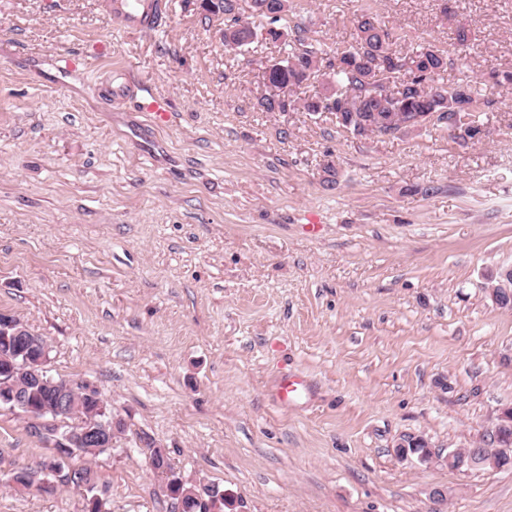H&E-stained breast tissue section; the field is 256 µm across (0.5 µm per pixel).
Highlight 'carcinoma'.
<instances>
[{
    "mask_svg": "<svg viewBox=\"0 0 512 512\" xmlns=\"http://www.w3.org/2000/svg\"><path fill=\"white\" fill-rule=\"evenodd\" d=\"M224 28L233 30V36L238 40L253 32L250 23L236 15V0H224ZM357 28V47L328 51L305 42L300 37L302 28L295 25L299 37L291 46L288 58L282 60V67L263 80L291 90L318 73L326 76V94L304 101L300 108L313 112L321 101L323 111L342 114V118L336 119V125L357 136L375 132L390 134L400 122L415 125L424 112H442L444 116L438 122L448 124L451 129L464 121L470 127L466 135L474 138L479 126L476 125V108L468 85L458 83L448 88L434 84L436 77L466 58L469 31L465 25L456 26L453 57L431 45L408 56L401 55L392 48L390 34L370 13L360 15ZM372 80L383 84L391 80L402 90L392 95L372 96L366 89ZM79 473L90 487L87 512H108L107 503L95 493L94 472L89 467H82ZM167 490L171 498L184 500L188 506L185 512H224V496L219 489L203 493L174 474Z\"/></svg>",
    "mask_w": 512,
    "mask_h": 512,
    "instance_id": "obj_1",
    "label": "carcinoma"
}]
</instances>
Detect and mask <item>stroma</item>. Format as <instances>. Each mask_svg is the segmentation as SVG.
<instances>
[{
	"label": "stroma",
	"mask_w": 512,
	"mask_h": 512,
	"mask_svg": "<svg viewBox=\"0 0 512 512\" xmlns=\"http://www.w3.org/2000/svg\"><path fill=\"white\" fill-rule=\"evenodd\" d=\"M107 0H0V312L50 347L57 379L96 386L125 422L110 452L78 457L110 512H171L150 466L219 484L224 512H512V466L404 461L405 435L440 456L496 447L512 407V309L489 298L512 266V0H294L288 22L324 48L373 14L396 50L453 47L481 137L447 124L360 137L334 114L265 112L262 74L286 58L256 32L172 0L163 28L125 35ZM87 52L86 71L58 60ZM151 78L155 126L106 83ZM302 379L288 404L284 378ZM0 411V512H86L69 486L18 490L49 455ZM136 93H139L143 112L150 113L155 125L167 126L170 123L174 112L173 108L166 97L155 91L151 79H141Z\"/></svg>",
	"instance_id": "35a3bbf8"
}]
</instances>
